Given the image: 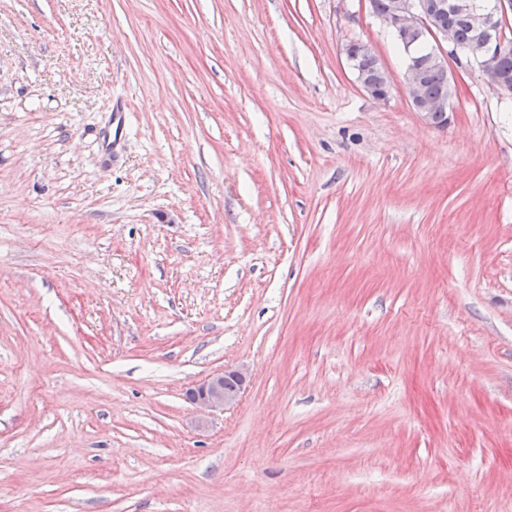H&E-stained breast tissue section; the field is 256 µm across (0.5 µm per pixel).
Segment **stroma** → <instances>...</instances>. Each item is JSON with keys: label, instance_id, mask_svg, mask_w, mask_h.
I'll return each mask as SVG.
<instances>
[{"label": "stroma", "instance_id": "obj_1", "mask_svg": "<svg viewBox=\"0 0 512 512\" xmlns=\"http://www.w3.org/2000/svg\"><path fill=\"white\" fill-rule=\"evenodd\" d=\"M406 63L366 0H0V512H512V91ZM355 47V43L348 44L346 55L348 60L354 64V70L362 90L374 101H388L391 96V82L373 48L366 43H360L358 49ZM356 53L362 55V61H360L359 54ZM229 373L233 374L238 380L237 385L235 379ZM224 378L226 386L230 388L236 386L233 389L226 388L224 386ZM246 382L247 371L243 367L225 371L224 374H214L193 390L196 396L191 401L200 409L209 411L224 410L225 407L237 401L242 390L245 388Z\"/></svg>", "mask_w": 512, "mask_h": 512}]
</instances>
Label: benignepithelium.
<instances>
[{
  "mask_svg": "<svg viewBox=\"0 0 512 512\" xmlns=\"http://www.w3.org/2000/svg\"><path fill=\"white\" fill-rule=\"evenodd\" d=\"M455 9L463 12L476 34V44L470 47L456 45L451 29L437 24L434 17L440 13L442 4L438 0H391L389 10L377 15L380 22L398 37L406 50L422 39L433 40L430 61L448 67V57L464 55L472 60L490 85L506 88L507 75L504 74L500 60L509 51L498 37L503 17L512 13V0H490L482 5L479 0H453ZM348 60L354 64V70L362 90L373 100L386 102L391 96V82L373 48L361 43H350L346 47ZM425 65L415 56H410L405 69V88L416 110L427 122L437 112L451 110L448 99H429L422 94ZM238 384L228 389L224 386L225 374L217 373L208 377L194 389L192 402L200 409L222 410L235 403L247 382V371L243 367L230 370Z\"/></svg>",
  "mask_w": 512,
  "mask_h": 512,
  "instance_id": "obj_1",
  "label": "benign epithelium"
}]
</instances>
